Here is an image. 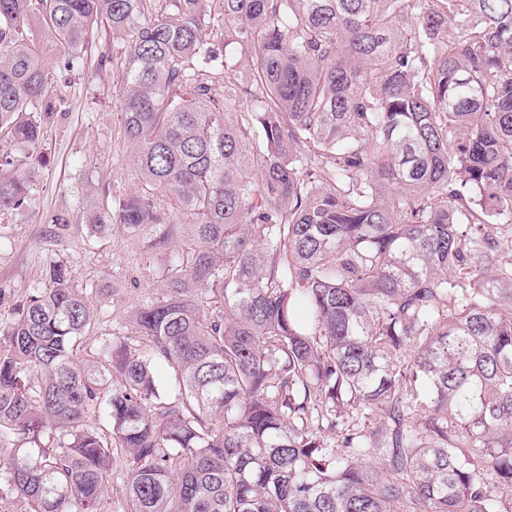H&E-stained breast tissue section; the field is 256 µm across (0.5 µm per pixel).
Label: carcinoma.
Returning <instances> with one entry per match:
<instances>
[{"instance_id":"1","label":"carcinoma","mask_w":512,"mask_h":512,"mask_svg":"<svg viewBox=\"0 0 512 512\" xmlns=\"http://www.w3.org/2000/svg\"><path fill=\"white\" fill-rule=\"evenodd\" d=\"M147 2L0 0V133L35 163L48 50L127 35L138 186L90 230L166 259L95 361L110 289L61 263L0 318L24 512H105L118 448L126 512H512V0H222V40L211 0ZM229 54L232 63L235 66L232 71H224V67L216 66L206 72H200L204 75H199V80L204 82L210 88V95L216 99H224L226 85L230 77L231 81L240 83L246 81L248 76V59L250 50L238 44H232L229 47Z\"/></svg>"}]
</instances>
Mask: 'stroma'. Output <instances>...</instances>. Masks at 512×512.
Listing matches in <instances>:
<instances>
[{
  "instance_id": "35a3bbf8",
  "label": "stroma",
  "mask_w": 512,
  "mask_h": 512,
  "mask_svg": "<svg viewBox=\"0 0 512 512\" xmlns=\"http://www.w3.org/2000/svg\"><path fill=\"white\" fill-rule=\"evenodd\" d=\"M124 49L123 37L104 31L94 54L79 67L62 68L60 52L49 55L55 110L43 125V160L22 168L31 187L27 207L0 212V288L5 291L0 316L43 283L53 262L71 269L78 286L115 284L116 293L103 300L99 321L79 344L82 358L90 360L102 337L119 332L126 312L153 293L164 271L163 255L145 252L143 240L117 229L94 234L88 227L90 215L111 211L118 197L137 186L122 129L117 73L97 64L98 56L117 58ZM229 54L232 71L216 66L201 77L217 99L228 82L248 76L249 49L235 44ZM57 213L69 224L60 241L45 231Z\"/></svg>"
}]
</instances>
